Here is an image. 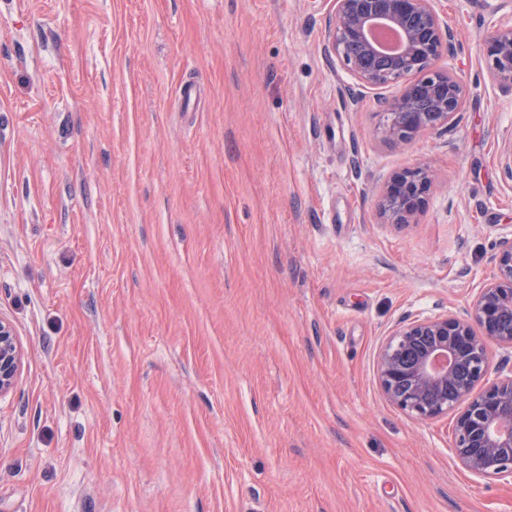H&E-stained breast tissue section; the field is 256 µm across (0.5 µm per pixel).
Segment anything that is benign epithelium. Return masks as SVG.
<instances>
[{"label": "benign epithelium", "mask_w": 512, "mask_h": 512, "mask_svg": "<svg viewBox=\"0 0 512 512\" xmlns=\"http://www.w3.org/2000/svg\"><path fill=\"white\" fill-rule=\"evenodd\" d=\"M440 0H334L325 54L350 74L344 86L358 105L365 89L394 88L378 98L382 137L405 144L455 126L466 93L452 60L455 32ZM401 37L395 53L380 48L379 29ZM489 77L512 91V19L491 22L484 43ZM435 179L428 165L392 175L380 190V215L410 224ZM495 274L463 315L415 320L395 330L381 350L378 379L386 399L406 414H453L450 451L481 479L512 482V371L491 381L490 345L512 349V244L494 257ZM22 350L12 323L0 317V395L15 385Z\"/></svg>", "instance_id": "7a95c632"}]
</instances>
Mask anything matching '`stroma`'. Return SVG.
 <instances>
[{"instance_id": "35a3bbf8", "label": "stroma", "mask_w": 512, "mask_h": 512, "mask_svg": "<svg viewBox=\"0 0 512 512\" xmlns=\"http://www.w3.org/2000/svg\"><path fill=\"white\" fill-rule=\"evenodd\" d=\"M497 2L441 0L467 110L396 145L324 54L332 0H0V512H512L378 381L512 242ZM489 77L506 91H512V15L510 20L491 22L484 43ZM435 179L428 165L404 168L386 181L380 190V215L388 224H411L424 195ZM10 321L0 317V395L15 385L21 362L22 350Z\"/></svg>"}]
</instances>
